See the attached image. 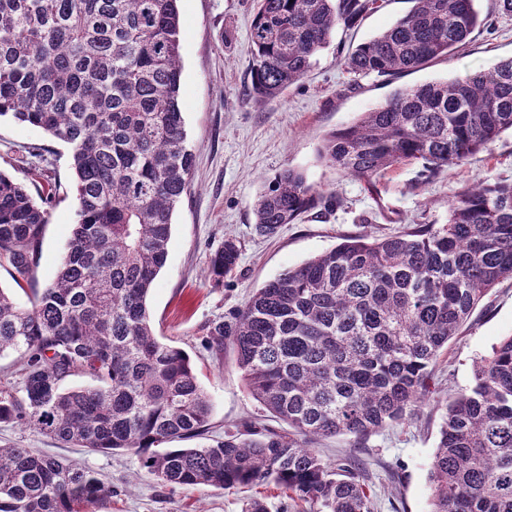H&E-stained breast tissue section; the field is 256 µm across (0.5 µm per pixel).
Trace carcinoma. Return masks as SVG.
I'll return each mask as SVG.
<instances>
[{"mask_svg": "<svg viewBox=\"0 0 512 512\" xmlns=\"http://www.w3.org/2000/svg\"><path fill=\"white\" fill-rule=\"evenodd\" d=\"M178 0H0V117L66 144L77 224L53 282L34 288L54 193L34 199L0 172V267L32 306L0 288V355L19 352V388L0 387V423L64 444L127 451L165 486L274 484L309 512H372L367 474L315 450L412 416L431 365L486 293L512 280V181L455 193L448 222L385 238L345 239L267 281L230 317L202 328L233 347L253 396L287 425L239 431L199 448L164 444L209 430L211 406L190 356L156 336L148 295L164 267L173 213L192 175L179 107ZM477 0L413 7L342 60L355 75L394 77L453 55L483 24ZM377 0H257L251 92L296 84L336 28ZM512 131V58L464 78L398 88L322 140L320 158L371 189L392 168L420 178L459 165ZM336 193L287 168L254 204L255 232L275 235ZM231 234L207 274H232ZM74 376L91 385L69 387ZM431 512H512V336L479 362L445 406L430 463ZM112 497L94 472L34 448L0 446V512H92Z\"/></svg>", "mask_w": 512, "mask_h": 512, "instance_id": "obj_1", "label": "carcinoma"}]
</instances>
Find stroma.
Listing matches in <instances>:
<instances>
[{"mask_svg": "<svg viewBox=\"0 0 512 512\" xmlns=\"http://www.w3.org/2000/svg\"><path fill=\"white\" fill-rule=\"evenodd\" d=\"M377 11L354 28H337L329 46L297 84L275 99L250 94L254 0H179L181 22L180 109L194 154L192 182L177 206L169 254L150 292L148 306L160 340L184 349L211 404L210 435L225 430L274 427L269 413L250 395L232 347L216 356L205 345L203 326L242 306L257 288L354 235L383 237L417 224H443L455 192L476 181L512 179V133L489 149L424 184L418 168L391 173L379 195L364 182L327 167L318 156L324 136L349 125L400 87L461 78L512 58V14L497 0H478L485 19L470 43L448 58L402 74L393 81L353 76L340 56L378 35L405 15L410 0H379ZM285 168L309 183L335 190L332 209L315 208L277 234L254 230L257 197ZM0 170L30 193L48 185L59 191L44 227L36 280L46 287L57 273L77 221V201L67 146L42 128L0 118ZM242 243L239 266L217 284L206 277L212 253L225 234ZM512 336V280L493 288L479 303L437 363L430 392L405 421L371 433L362 443L337 435L321 441L331 464L358 458L368 466L374 512H429V466L438 442L442 407L449 395L467 389L477 361ZM35 448L70 460L111 483L115 493L105 512H245L250 500L268 512H304L274 485L234 490L171 489L129 452L104 453L64 447L32 428L0 423V445Z\"/></svg>", "mask_w": 512, "mask_h": 512, "instance_id": "35a3bbf8", "label": "stroma"}]
</instances>
